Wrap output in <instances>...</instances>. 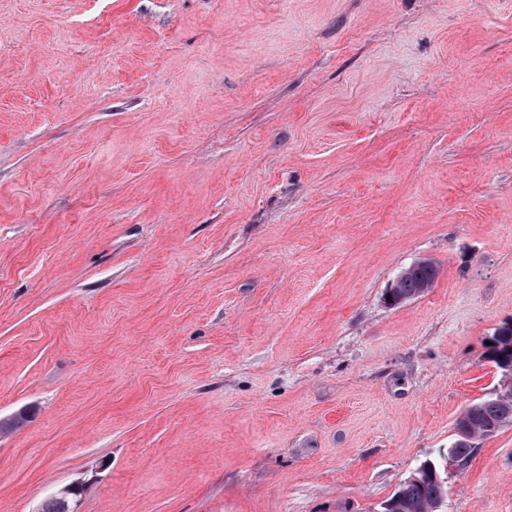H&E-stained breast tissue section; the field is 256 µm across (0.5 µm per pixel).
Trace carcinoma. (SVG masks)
Listing matches in <instances>:
<instances>
[{"instance_id":"cac0c4a2","label":"carcinoma","mask_w":512,"mask_h":512,"mask_svg":"<svg viewBox=\"0 0 512 512\" xmlns=\"http://www.w3.org/2000/svg\"><path fill=\"white\" fill-rule=\"evenodd\" d=\"M436 280L426 266L411 268L392 289L394 297L408 299L422 295L423 284ZM489 360L501 369L512 366V322L499 327L491 338ZM512 422V399L490 396L469 405L455 424L456 439L448 454L468 461L474 453L467 439L489 428ZM447 478L434 465L426 463L407 478L384 504V512H437L446 494ZM77 497H53L44 502L41 512H74Z\"/></svg>"}]
</instances>
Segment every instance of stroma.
<instances>
[{
    "label": "stroma",
    "instance_id": "1",
    "mask_svg": "<svg viewBox=\"0 0 512 512\" xmlns=\"http://www.w3.org/2000/svg\"><path fill=\"white\" fill-rule=\"evenodd\" d=\"M509 320L512 0H0V512H512ZM425 265V266H419ZM411 268L400 280L402 274H400L395 280L392 291L391 288L389 290V294L392 293L395 298H399L401 296L406 297L403 301L421 296L424 292H421L423 284L428 280H433L435 282L437 275H432L431 271L428 267L432 268L435 273L438 272L437 266L433 260L429 258H422L413 263ZM428 266V267H426ZM400 280V282H399ZM433 282V284H434ZM399 283V285H398ZM398 285V288L396 287ZM401 301L400 303H402ZM491 342L489 360L499 369L507 368L502 372L503 379L494 391L497 396H490L469 405L456 421V439L448 449V456L457 457L464 464L475 451V448H469L470 444L466 439L489 428L493 429L489 433L476 435L475 440L478 437L480 439L492 437L497 430L499 431L503 427L505 422H512V399L499 398L512 396V369L508 368V366H512V322H506L499 327L492 336ZM495 426L497 427L494 428ZM447 477L426 463L407 478L384 504V512H437L446 494Z\"/></svg>",
    "mask_w": 512,
    "mask_h": 512
}]
</instances>
